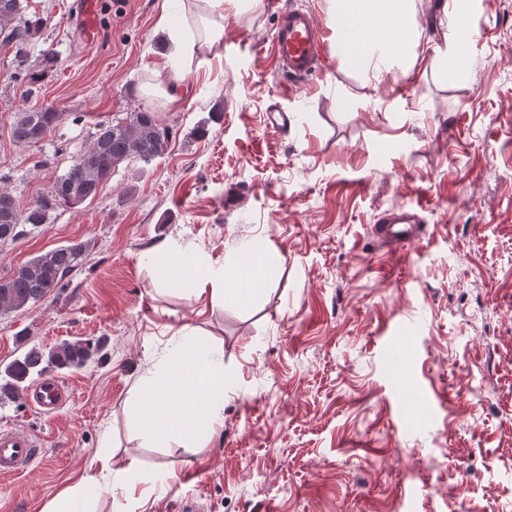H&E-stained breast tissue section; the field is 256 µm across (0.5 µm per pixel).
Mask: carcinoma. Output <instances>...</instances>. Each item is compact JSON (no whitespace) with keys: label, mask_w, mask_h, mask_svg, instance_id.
Instances as JSON below:
<instances>
[{"label":"carcinoma","mask_w":512,"mask_h":512,"mask_svg":"<svg viewBox=\"0 0 512 512\" xmlns=\"http://www.w3.org/2000/svg\"><path fill=\"white\" fill-rule=\"evenodd\" d=\"M39 20L24 18L23 0H0V40L13 43L21 50L37 29ZM53 67V58L45 54L41 70L18 66L14 79L34 86ZM59 120L50 108L25 109L15 114L12 134L27 144L41 141ZM170 128L156 113L133 112L120 121L100 125L92 144L81 151L77 161L56 179L60 190L38 199L22 211L15 198L0 192V241L14 240L46 223L50 212L61 206L76 205L97 195L100 187L121 165L132 158L148 161L167 147ZM84 245L73 244L50 250L21 266L13 275L0 278V310L24 307L43 299L57 288H63L69 275L81 264ZM99 350L85 343H62L46 351L29 348L0 373V401L17 397L33 377L49 368H80Z\"/></svg>","instance_id":"obj_1"}]
</instances>
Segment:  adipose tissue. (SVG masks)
<instances>
[{
  "instance_id": "ef3b65f1",
  "label": "adipose tissue",
  "mask_w": 512,
  "mask_h": 512,
  "mask_svg": "<svg viewBox=\"0 0 512 512\" xmlns=\"http://www.w3.org/2000/svg\"><path fill=\"white\" fill-rule=\"evenodd\" d=\"M329 4L341 64L358 67L376 82L414 66L422 46L417 25L419 0H329ZM229 6L239 14L258 12L263 0H191L189 12L199 37L173 38V56L193 54L199 45L209 49L221 45L224 11ZM474 36L467 15L451 13L443 55L453 62L452 77L465 74L461 50ZM279 260L278 254L268 253L232 265L209 258L189 264L171 238L154 244L144 255L147 265L164 266L167 280L191 290L204 307L212 309L223 307L226 297L241 296L243 289L261 292L266 270ZM233 381L203 329L180 328L166 347L160 366L133 388L135 423L142 438L157 448L167 447L174 436L189 445L207 439L224 423V393ZM105 491L121 492L135 505L152 488L133 468H113L111 457L105 456L79 483L50 499L43 512H73L78 504L83 505L84 512H97V501Z\"/></svg>"
}]
</instances>
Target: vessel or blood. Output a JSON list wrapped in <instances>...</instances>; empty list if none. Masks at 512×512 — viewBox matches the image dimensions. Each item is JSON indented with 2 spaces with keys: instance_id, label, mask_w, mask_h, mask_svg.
<instances>
[{
  "instance_id": "vessel-or-blood-1",
  "label": "vessel or blood",
  "mask_w": 512,
  "mask_h": 512,
  "mask_svg": "<svg viewBox=\"0 0 512 512\" xmlns=\"http://www.w3.org/2000/svg\"><path fill=\"white\" fill-rule=\"evenodd\" d=\"M322 25L313 12L289 8L281 12L272 36L274 53L285 78L294 80L317 73L323 60ZM425 231L418 212L400 208L385 212L373 227L374 235L394 248L404 247ZM67 399L62 385L46 378L26 394L27 402L40 411L59 408ZM39 443L23 429L0 430V476L20 473L36 457Z\"/></svg>"
}]
</instances>
